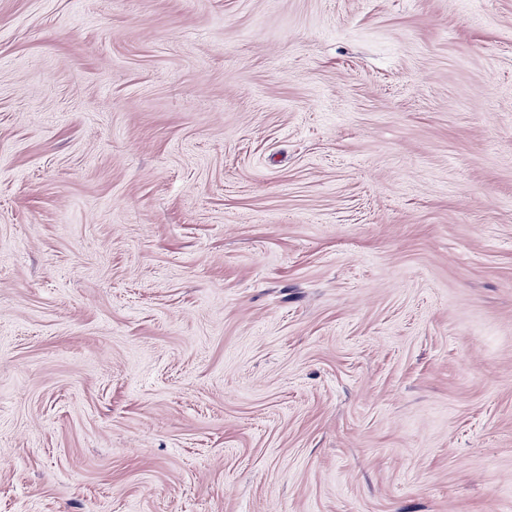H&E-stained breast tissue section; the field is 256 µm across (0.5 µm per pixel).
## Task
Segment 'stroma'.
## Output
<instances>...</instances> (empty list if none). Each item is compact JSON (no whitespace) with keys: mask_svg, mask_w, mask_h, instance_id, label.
<instances>
[{"mask_svg":"<svg viewBox=\"0 0 512 512\" xmlns=\"http://www.w3.org/2000/svg\"><path fill=\"white\" fill-rule=\"evenodd\" d=\"M0 512H512V0H0Z\"/></svg>","mask_w":512,"mask_h":512,"instance_id":"stroma-1","label":"stroma"}]
</instances>
